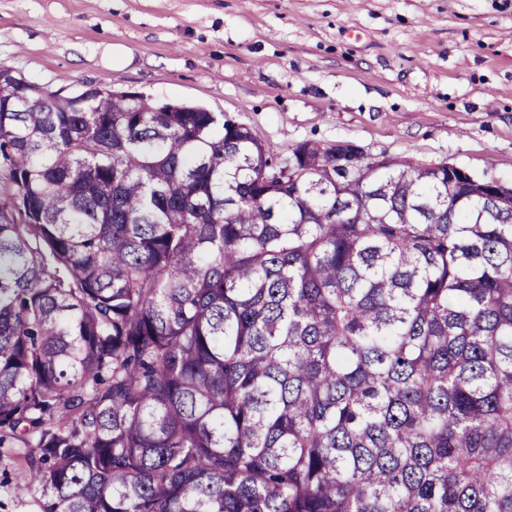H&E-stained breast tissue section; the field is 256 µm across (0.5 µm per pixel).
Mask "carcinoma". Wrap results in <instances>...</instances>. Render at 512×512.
Instances as JSON below:
<instances>
[{
  "instance_id": "obj_1",
  "label": "carcinoma",
  "mask_w": 512,
  "mask_h": 512,
  "mask_svg": "<svg viewBox=\"0 0 512 512\" xmlns=\"http://www.w3.org/2000/svg\"><path fill=\"white\" fill-rule=\"evenodd\" d=\"M0 69V439L41 512H512V188Z\"/></svg>"
}]
</instances>
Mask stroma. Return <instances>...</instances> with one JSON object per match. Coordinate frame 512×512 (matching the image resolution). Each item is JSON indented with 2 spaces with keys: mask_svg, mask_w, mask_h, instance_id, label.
Wrapping results in <instances>:
<instances>
[{
  "mask_svg": "<svg viewBox=\"0 0 512 512\" xmlns=\"http://www.w3.org/2000/svg\"><path fill=\"white\" fill-rule=\"evenodd\" d=\"M0 68L202 105L271 155L347 141L512 184V0H0ZM0 444V512H40Z\"/></svg>",
  "mask_w": 512,
  "mask_h": 512,
  "instance_id": "35a3bbf8",
  "label": "stroma"
}]
</instances>
